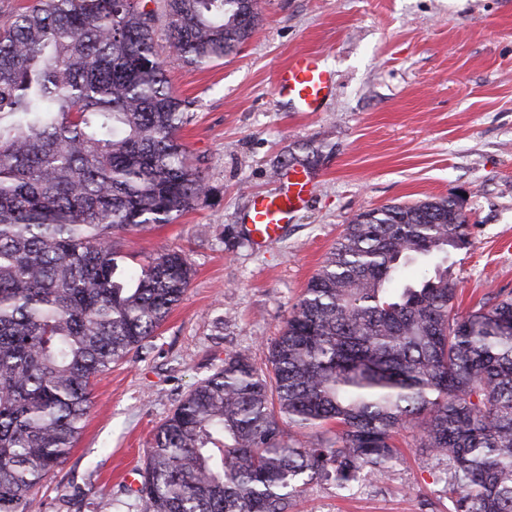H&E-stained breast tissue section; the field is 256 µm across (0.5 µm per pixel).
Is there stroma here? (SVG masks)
I'll return each mask as SVG.
<instances>
[{"label":"stroma","mask_w":512,"mask_h":512,"mask_svg":"<svg viewBox=\"0 0 512 512\" xmlns=\"http://www.w3.org/2000/svg\"><path fill=\"white\" fill-rule=\"evenodd\" d=\"M262 25L232 57L167 68L194 100L181 132L211 189L169 224L129 234L138 259L183 250L193 276L143 347L92 382V405L43 512H143L133 491L157 428L231 354L262 372L269 345L346 224L363 211L459 199L470 242L449 263L461 310L512 292V0H262ZM319 53L334 75L323 111H292L276 70ZM310 158L314 194L284 237L252 244L241 218L282 163ZM433 459L408 451L355 494L316 480L293 512H450Z\"/></svg>","instance_id":"35a3bbf8"}]
</instances>
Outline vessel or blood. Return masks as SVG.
Wrapping results in <instances>:
<instances>
[{
    "instance_id": "vessel-or-blood-1",
    "label": "vessel or blood",
    "mask_w": 512,
    "mask_h": 512,
    "mask_svg": "<svg viewBox=\"0 0 512 512\" xmlns=\"http://www.w3.org/2000/svg\"><path fill=\"white\" fill-rule=\"evenodd\" d=\"M334 89L333 76L317 54H300L278 69L274 92L295 111H321ZM315 189L301 167L288 169L274 192L255 196L242 222L252 241L269 244L280 240L294 214L304 208Z\"/></svg>"
}]
</instances>
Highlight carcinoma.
<instances>
[{
  "label": "carcinoma",
  "instance_id": "carcinoma-1",
  "mask_svg": "<svg viewBox=\"0 0 512 512\" xmlns=\"http://www.w3.org/2000/svg\"><path fill=\"white\" fill-rule=\"evenodd\" d=\"M35 0L0 31V512H37L91 407L90 379L154 335L193 271L125 265L126 235L209 194L153 50L205 66L241 49L260 0ZM460 203L356 214L270 348L237 352L159 426L143 512H289L316 479L380 481L394 442L443 465L451 512H512V292L458 311ZM336 427L335 438L285 435Z\"/></svg>",
  "mask_w": 512,
  "mask_h": 512
}]
</instances>
